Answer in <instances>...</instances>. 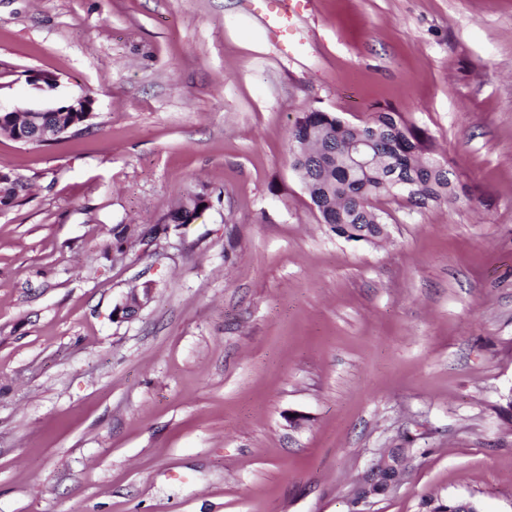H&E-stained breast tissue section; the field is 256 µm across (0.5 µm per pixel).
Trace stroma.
<instances>
[{
    "instance_id": "1",
    "label": "stroma",
    "mask_w": 512,
    "mask_h": 512,
    "mask_svg": "<svg viewBox=\"0 0 512 512\" xmlns=\"http://www.w3.org/2000/svg\"><path fill=\"white\" fill-rule=\"evenodd\" d=\"M267 9L0 0V105L94 101L77 136H0V512H512V0H311L290 57ZM382 108L467 191L379 198L385 240L349 241L288 131ZM154 288L150 283H146L141 291L136 290L127 295L125 299L113 310L112 314L118 319L129 320L148 304L152 298ZM402 462L400 454L392 453L374 463L368 480L359 492V501H364L376 495L374 487L385 480L390 486L401 474Z\"/></svg>"
}]
</instances>
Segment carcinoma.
I'll return each instance as SVG.
<instances>
[{
	"label": "carcinoma",
	"instance_id": "cac0c4a2",
	"mask_svg": "<svg viewBox=\"0 0 512 512\" xmlns=\"http://www.w3.org/2000/svg\"><path fill=\"white\" fill-rule=\"evenodd\" d=\"M312 128L326 130L327 137L313 144L315 152L310 155L291 151V165L301 170L303 184L317 211H327L321 215L323 223L349 240L371 242L382 238L386 225L372 202L388 192L381 186L377 170L365 171L346 163L342 144L352 131L342 129V120L329 112L302 113L289 137L305 134ZM359 130L377 134L375 147L393 159L402 175L421 178L422 186L408 195L415 203H438L465 191L464 186L450 179L447 167L439 162L434 166L429 164L428 136L400 113L392 109L377 111Z\"/></svg>",
	"mask_w": 512,
	"mask_h": 512
}]
</instances>
